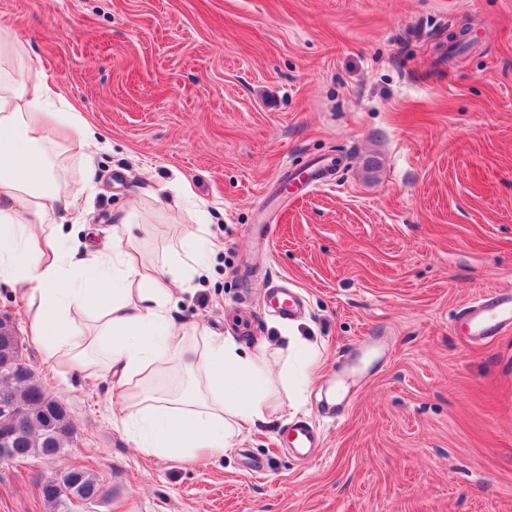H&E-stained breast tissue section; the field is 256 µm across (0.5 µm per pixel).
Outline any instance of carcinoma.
<instances>
[{"mask_svg": "<svg viewBox=\"0 0 512 512\" xmlns=\"http://www.w3.org/2000/svg\"><path fill=\"white\" fill-rule=\"evenodd\" d=\"M21 357L19 336L0 322V438H10L7 448L0 447V462L49 460L77 442L67 407ZM39 495L49 512H70L67 504L74 499L100 505L112 498L98 472L87 466L76 479L64 477Z\"/></svg>", "mask_w": 512, "mask_h": 512, "instance_id": "carcinoma-1", "label": "carcinoma"}]
</instances>
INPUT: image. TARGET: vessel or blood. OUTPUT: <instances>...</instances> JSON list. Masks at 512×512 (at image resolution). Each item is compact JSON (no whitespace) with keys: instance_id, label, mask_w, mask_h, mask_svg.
Here are the masks:
<instances>
[{"instance_id":"vessel-or-blood-1","label":"vessel or blood","mask_w":512,"mask_h":512,"mask_svg":"<svg viewBox=\"0 0 512 512\" xmlns=\"http://www.w3.org/2000/svg\"><path fill=\"white\" fill-rule=\"evenodd\" d=\"M464 335L481 341L512 330V288L502 287L463 307L456 318ZM320 445L316 429L305 422L288 430V446L299 460H309Z\"/></svg>"}]
</instances>
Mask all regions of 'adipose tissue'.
Segmentation results:
<instances>
[{
  "mask_svg": "<svg viewBox=\"0 0 512 512\" xmlns=\"http://www.w3.org/2000/svg\"><path fill=\"white\" fill-rule=\"evenodd\" d=\"M59 97L29 64L26 43L0 27V282L21 288L46 359L75 370L104 362L119 406L113 419L143 453L191 464L223 455L263 419L271 393L261 353L207 328L189 332L171 315L172 282L190 281L216 244L200 235L174 267L144 263L129 212L111 242L80 246V192L63 184L59 158L94 133L78 114L57 111ZM90 310L88 335L76 321ZM168 363L193 375L197 394L142 397V383Z\"/></svg>",
  "mask_w": 512,
  "mask_h": 512,
  "instance_id": "adipose-tissue-1",
  "label": "adipose tissue"
}]
</instances>
